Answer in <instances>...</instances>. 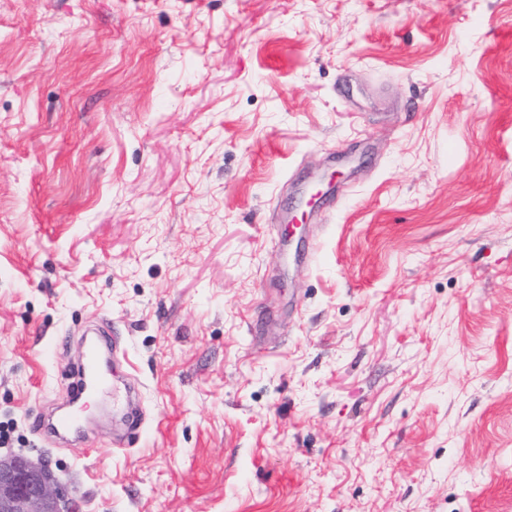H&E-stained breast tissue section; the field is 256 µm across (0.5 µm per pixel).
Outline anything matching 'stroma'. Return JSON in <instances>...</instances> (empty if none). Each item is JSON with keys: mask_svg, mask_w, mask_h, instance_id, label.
<instances>
[{"mask_svg": "<svg viewBox=\"0 0 512 512\" xmlns=\"http://www.w3.org/2000/svg\"><path fill=\"white\" fill-rule=\"evenodd\" d=\"M104 322L138 437L57 443ZM3 427L76 512H512V0H0Z\"/></svg>", "mask_w": 512, "mask_h": 512, "instance_id": "stroma-1", "label": "stroma"}]
</instances>
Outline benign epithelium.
<instances>
[{"label":"benign epithelium","instance_id":"7a95c632","mask_svg":"<svg viewBox=\"0 0 512 512\" xmlns=\"http://www.w3.org/2000/svg\"><path fill=\"white\" fill-rule=\"evenodd\" d=\"M0 512H75L66 485L55 481L42 459L0 460Z\"/></svg>","mask_w":512,"mask_h":512}]
</instances>
